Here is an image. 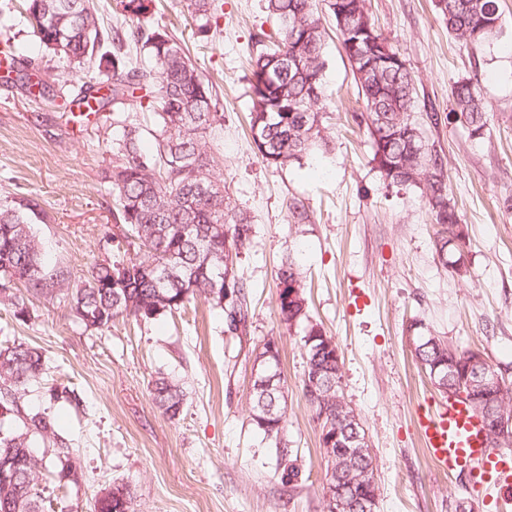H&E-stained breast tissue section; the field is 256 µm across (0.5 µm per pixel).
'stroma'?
I'll list each match as a JSON object with an SVG mask.
<instances>
[{"instance_id": "stroma-1", "label": "stroma", "mask_w": 512, "mask_h": 512, "mask_svg": "<svg viewBox=\"0 0 512 512\" xmlns=\"http://www.w3.org/2000/svg\"><path fill=\"white\" fill-rule=\"evenodd\" d=\"M222 3L205 46L192 35L193 0H154L146 19L174 24L217 84L222 117L208 139L222 160L216 174L253 227L236 260L247 286L246 332L227 333L223 310L201 300L148 320L120 317L104 331L84 330L57 298H30L25 322L0 305V342L38 348L46 361L22 396L26 410L55 419L81 466L78 483L63 488L44 472L47 497L68 512H94L103 492L123 484L133 512H327L319 425L301 389L305 325L285 326L277 312L278 269L289 258L305 284L307 325L339 349L342 391L372 451L377 512H512V488L497 490L476 472L445 473L429 459L416 411L446 397L408 339L410 324L422 321L453 347L480 352L512 384V0H500V31L478 51L449 36L431 0H366L416 76L415 122L446 159L468 235L461 273L437 253L424 187L388 183L372 160L358 126L363 99L325 0L324 140L278 169L261 161L248 129V59L256 34L271 27L266 0ZM0 39L47 84L39 96L4 82L0 59V206L37 199L48 259L83 277L93 261L112 258L110 238L121 231L104 170L122 130L111 111L86 118L73 107L93 76L31 36L23 0H0ZM461 79L488 105L483 137H469L454 116L451 88ZM296 199L308 214L300 224L289 211ZM271 336L288 382L279 442L250 417L254 359ZM162 375L184 392L173 418L151 399ZM53 387L67 398L51 400ZM292 466L298 476L288 483Z\"/></svg>"}]
</instances>
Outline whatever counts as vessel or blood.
Listing matches in <instances>:
<instances>
[{
  "mask_svg": "<svg viewBox=\"0 0 512 512\" xmlns=\"http://www.w3.org/2000/svg\"><path fill=\"white\" fill-rule=\"evenodd\" d=\"M417 422L422 445L440 470L492 471L496 483H512V455L490 448L480 419L464 401L452 397L436 410H418Z\"/></svg>",
  "mask_w": 512,
  "mask_h": 512,
  "instance_id": "1",
  "label": "vessel or blood"
}]
</instances>
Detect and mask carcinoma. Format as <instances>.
I'll use <instances>...</instances> for the list:
<instances>
[{"instance_id": "carcinoma-1", "label": "carcinoma", "mask_w": 512, "mask_h": 512, "mask_svg": "<svg viewBox=\"0 0 512 512\" xmlns=\"http://www.w3.org/2000/svg\"><path fill=\"white\" fill-rule=\"evenodd\" d=\"M31 34L45 50L60 53L80 69L96 70L103 76L100 88L87 84L76 105L90 114L106 106L125 105L147 99L156 105L155 153L142 148V131L123 112L112 113V121L123 129L112 143V167L106 178L115 195V223L124 226L130 244L145 250L146 259L95 261L78 284L71 273L45 260L43 244L34 230L38 203L23 198L0 207V285L10 293L0 303L13 308L15 318L25 321L30 310L17 291L33 295L62 296L69 301L76 321L87 329L112 327L119 316L149 319L165 311L186 307L204 299L224 310L226 331L243 332L249 309L245 286L232 274L224 286V257L238 252L252 233L247 213L230 206L226 195L203 197L194 191L202 183L222 188L214 176L219 165L207 148V138L218 114V96L212 82L194 63L184 41L165 27L142 23L152 0H121L129 23L106 27L94 0H26ZM347 13L352 29L341 35L342 50L352 59L349 43L357 40L370 55L350 64L364 100L360 115L371 141L373 161L391 184H423L428 211L440 250L457 258L466 243L455 242L461 223L457 204L448 191L444 156L429 147L414 121L416 78L405 61L372 23L366 0H329V9ZM434 8L455 40L477 48L497 32L501 20L499 0H434ZM275 33L263 34L265 42L252 65L249 79L250 131L262 162L282 167L300 160L316 142L324 140L321 110L325 108L324 32L315 0H268ZM215 0H194L198 21L194 34L208 33ZM300 57L303 70L288 69L284 58ZM28 60L13 61L14 81L28 93L43 94L42 82L33 81ZM453 111L473 136L487 129L486 105L468 80L454 83ZM278 279L303 288L294 263L281 265ZM305 297L288 307L279 294L281 321L293 325L307 318ZM419 363L436 361L441 351L415 340ZM318 340L305 350L304 374L324 370L326 385L319 389L322 402L335 414L345 402L340 388V365L318 350ZM43 353L22 343L0 345V468L9 481L0 478V512H46L42 470L50 468L63 485L77 483L80 468L73 449L55 430L52 419L42 412H27L21 406V390L40 377ZM286 378L274 389L250 394L251 421L267 437L280 438L285 418L280 412L281 390ZM152 401L170 417L180 413L183 394L178 384L157 377L150 390ZM51 447L50 457L32 464L24 452L37 441ZM336 473L327 485L343 487L350 502L379 491L378 485L356 478L368 464L336 459ZM130 489L115 487L101 496L95 512H132Z\"/></svg>"}]
</instances>
